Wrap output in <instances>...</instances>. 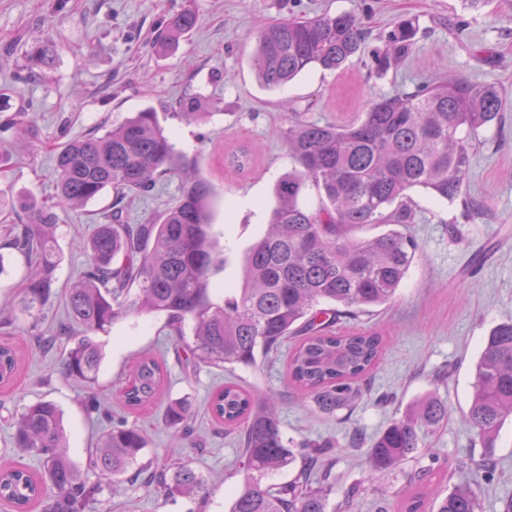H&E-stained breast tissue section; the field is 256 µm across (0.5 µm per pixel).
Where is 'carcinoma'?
<instances>
[{
    "label": "carcinoma",
    "instance_id": "1",
    "mask_svg": "<svg viewBox=\"0 0 512 512\" xmlns=\"http://www.w3.org/2000/svg\"><path fill=\"white\" fill-rule=\"evenodd\" d=\"M197 16L183 10L169 20L157 40L165 52L196 26ZM418 28L412 18L395 21L381 50L368 51L369 31L351 13L289 18L259 27L253 66L259 83L280 88L320 67L335 71L353 58L371 53L374 68L387 72L411 51ZM31 66L53 60L50 41H33ZM504 94L492 83L455 77L413 92L398 91L369 103L345 126L297 119L281 137L294 167L275 186L276 204L268 231L247 253L246 285L213 299L211 276L223 259L211 233L208 183L187 172L182 155L147 107L100 135L89 131L57 149L56 194L47 203L21 201L25 224L0 227V250L20 253L27 264L16 308L38 313L55 283L59 251L54 229L56 210L79 208L110 188L121 195L145 194L158 177L185 174L186 184L175 205L144 224H126L119 212L112 222L96 225L88 240L90 268L68 290V310L83 336L69 348L63 374L86 390V404L99 407L96 385L103 359L91 335L107 332L131 315L165 317L170 331L184 341L186 367L254 366L258 357L277 354L290 337L300 341L288 356V377L308 407L335 415L362 398V378L379 360L384 337L373 326H340L371 307L389 304L403 285L418 245L401 227L411 221L412 190H426L453 201L468 186L472 142L479 129L499 117ZM200 98L179 102L187 121L202 116ZM237 171L253 167L247 150L227 157ZM319 205L300 200L308 186ZM367 226L385 231L365 238L352 232ZM191 322V340L185 324ZM18 370L15 349L0 345V385L13 382ZM165 370L161 360L140 357L122 387L126 408L137 410L160 397ZM216 420L239 430L244 478L232 496L229 512H328L330 490L314 474L325 466L329 443L310 446L297 476L278 487L265 484L272 473L295 462L299 444L281 430L277 395L256 394L228 381L209 400ZM512 416V320L494 327L475 366L473 396L465 423L474 440L496 437ZM192 408L186 400L167 403L164 425L187 440ZM448 419V404L431 393L409 404L367 448L370 467L400 466L425 448ZM12 445L38 457L36 476L22 467L0 470V501L28 512H90L103 490H118L146 474L145 486L164 495L200 497L204 478L186 462L151 469L140 459L146 434L125 420L112 423L100 436L89 459L90 478L69 458L61 412L51 401L31 404L17 414ZM484 458L471 463L458 484L427 508L429 465L413 476L414 484L401 512H480L478 477L494 469Z\"/></svg>",
    "mask_w": 512,
    "mask_h": 512
}]
</instances>
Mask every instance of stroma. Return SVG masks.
I'll list each match as a JSON object with an SVG mask.
<instances>
[{"label": "stroma", "instance_id": "35a3bbf8", "mask_svg": "<svg viewBox=\"0 0 512 512\" xmlns=\"http://www.w3.org/2000/svg\"><path fill=\"white\" fill-rule=\"evenodd\" d=\"M187 5L196 12L195 28L168 55H158L157 36ZM324 12L358 16L372 33L373 47L392 22L413 18L415 44L384 75L356 58L336 72L311 69L281 90L262 88L251 62L258 23ZM506 13L503 0H485L475 11L463 0H0V153L7 157L0 164V200L51 198L59 146L154 108L186 163L197 166L211 188L212 231L224 249V265L211 277L216 285L243 284L246 252L266 232L275 185L293 166L280 136L290 121L348 124L371 101L442 75L493 82L509 96L498 123L476 137L466 198L447 203L412 192L408 231L419 245L415 260L396 300L358 319L364 326L385 327L384 351L365 395L351 411L333 417L305 409L281 357L234 370L203 366L185 372L180 343L159 315L130 317L95 334L104 355L97 387L101 409H89L84 388L62 375L71 343L56 332L67 321V290L87 267L85 244L111 214L115 195L109 190L84 207L59 212L61 262L52 292L37 318L19 316L0 332V343L15 346L20 359L13 384L0 387V467L38 468L36 458L11 448L12 417L49 400L61 410L68 454L79 468H86L90 448L111 420L125 417L149 433L144 460L190 462L208 487L203 499L166 498L129 484L121 493L102 495L103 512H228L231 493L243 480L241 448L235 435L213 423L208 397L232 379L249 390L278 394L288 437L336 442L332 512H397L411 475L430 464L436 471L433 495L448 494L459 480L458 466L485 453L471 446L463 421L480 343L493 326L512 319V22ZM38 38L54 43L53 65L15 80V73L26 71L27 52ZM192 96L201 98L204 115L188 123L177 103ZM242 147L250 150L254 167L237 172L225 159ZM181 191L180 178L170 175L148 194L125 197L126 223H145L174 204ZM469 198L488 201L490 213L470 218ZM146 353L165 363L167 385L160 402L130 415L120 378ZM441 369L447 378L433 382ZM430 391L447 401L449 414L429 438V450L393 469H371L365 449L350 446L352 434L372 439ZM174 398L191 401L195 440L176 443L164 426L165 403ZM492 454L496 469L480 481L481 512H499L501 500L512 496V416Z\"/></svg>", "mask_w": 512, "mask_h": 512}]
</instances>
